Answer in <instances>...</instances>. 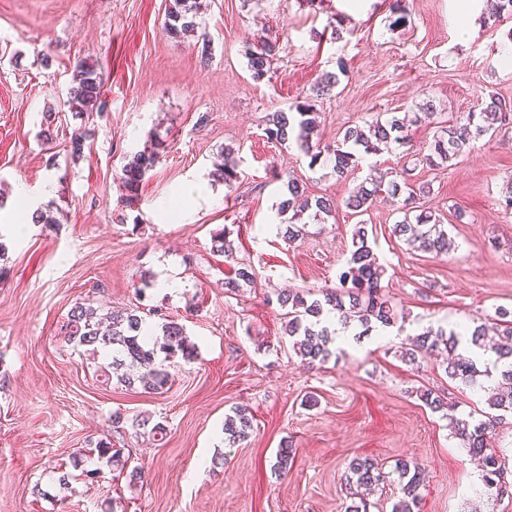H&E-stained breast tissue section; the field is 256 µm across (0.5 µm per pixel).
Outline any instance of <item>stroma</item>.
I'll return each mask as SVG.
<instances>
[{
    "instance_id": "stroma-1",
    "label": "stroma",
    "mask_w": 512,
    "mask_h": 512,
    "mask_svg": "<svg viewBox=\"0 0 512 512\" xmlns=\"http://www.w3.org/2000/svg\"><path fill=\"white\" fill-rule=\"evenodd\" d=\"M170 0H0V512H345L347 465L368 457L393 470L416 458L424 470L419 512H474L482 473L453 438L448 421L418 398L447 393L460 416L487 410L480 386L448 379L440 358L401 360L398 346L427 327L476 325L497 307L512 309V128L473 141L447 168L419 164L436 127L417 122L410 141L362 159L348 180L329 160L310 165L295 143L265 137L267 113L309 93L325 71L344 69L316 100V139L335 144L346 127L403 116L432 105L455 122L489 94L512 105V19L489 21L485 0H203L197 21L210 42L173 40L164 30ZM468 10L470 32L453 19ZM280 45L270 77L255 82L247 46L268 31ZM95 65L104 111L74 115L66 101L78 61ZM56 115L52 140L40 134ZM91 131L83 156L67 147L75 129ZM162 144L140 198L125 206L123 166ZM231 150L238 179L218 176ZM411 168L420 202L440 215L454 251L443 258L410 249L392 233L401 199L367 212L346 208L372 169ZM336 209L309 222L302 239L277 231L288 179ZM34 193L50 224H23L17 189ZM384 269L381 285L397 313L387 333L333 342L311 367L285 332L280 292L308 298L339 284L357 225ZM227 234L232 258L214 252ZM254 278L224 288L237 268ZM171 285H164L162 275ZM106 313L154 309L183 325L192 362L170 369L160 394L101 375L107 357L89 360L61 330L75 303ZM316 406L307 407L306 397ZM246 408L247 441L224 439V418ZM121 414V428L112 425ZM162 424L164 439L149 427ZM123 448L142 481L98 460L95 443ZM292 448L287 470L276 453ZM82 451L91 479L60 488Z\"/></svg>"
}]
</instances>
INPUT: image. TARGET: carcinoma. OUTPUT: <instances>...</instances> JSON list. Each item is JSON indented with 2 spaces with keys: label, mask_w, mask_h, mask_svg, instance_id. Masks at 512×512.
Here are the masks:
<instances>
[{
  "label": "carcinoma",
  "mask_w": 512,
  "mask_h": 512,
  "mask_svg": "<svg viewBox=\"0 0 512 512\" xmlns=\"http://www.w3.org/2000/svg\"><path fill=\"white\" fill-rule=\"evenodd\" d=\"M195 18L194 0H173L166 21L168 35L176 40L190 35L198 28ZM278 46V39L268 36L259 40L255 49L248 53V67L254 80L260 81L268 75ZM77 68L79 81L70 92L68 105L70 111L80 114L104 105L103 83L96 67L81 61ZM339 83V75L327 71L319 77L315 94L328 95ZM511 111V106L491 94L480 111L470 112L452 125L437 126L428 154L424 155L426 164L432 167L447 165L473 141L496 131V124L505 121ZM316 128L317 113L312 98L307 97L295 105L269 113L265 135L268 140L281 145L295 142L310 156L312 165L320 160L322 154H328L340 179L349 177L363 156L378 154L389 148L391 143H402L407 137L404 124L394 115L383 122L377 120L366 128H347L342 140L332 147L321 148L312 144ZM158 160V150H145L124 165L119 180L127 204L131 205L138 199L146 172ZM410 176V170L403 169L397 180L387 182L382 176L369 177L353 189L345 205L362 213L383 192L393 198L405 195L403 219L393 225V235L418 250L443 257L448 254V232L441 218L432 211L417 210V193L410 184ZM311 209L316 217L328 216L334 209V203L326 197L312 200L305 196L298 182L288 181L278 205V214L288 216V221L283 224L285 238L294 241L304 234L302 216ZM352 244L354 250L348 260L349 268L339 277L340 287L328 288L323 298L312 301L298 292L278 295L280 305L288 308L287 331L288 336L295 338L293 348L311 365L322 364L332 355L330 345L334 332L327 325L330 316L337 318L346 328H359L360 338L395 324L396 312L382 293L384 269L369 245L365 226L357 228ZM145 325L146 320L131 312H110L102 318L92 304L78 302L69 311L63 331L69 339L87 347L88 356L92 358L102 350L110 352L114 369H128L121 375L122 382L129 386L138 384L156 393L169 381V365L178 359L190 360L193 346L189 344L183 326L173 320L162 324L161 335L155 339L145 330ZM440 350L448 354L445 367L448 378L464 384H473L480 377L493 379L488 397V405L493 412L484 413L482 419L468 421L457 418L454 415L455 405L431 389L419 391V398L432 410L444 412L453 437L459 440L468 456L482 462L486 512H494V502L512 493V485L504 481L506 458L493 444L497 428L505 422L507 414H512V311L500 308L496 310L495 317L472 328L460 325L448 331L442 327H428L402 347L401 357L414 365L419 355ZM489 354L496 356L492 369L488 363L481 362V358ZM251 428L252 418L243 410L237 409L224 419L225 439L232 444L247 439ZM95 451L98 458L107 464L125 469L127 459L123 449L114 447L110 441H97ZM394 472L402 483V497L394 510L414 512L420 501L421 467L414 461L402 459L396 463ZM386 478L388 473L376 460L367 457L352 459L347 490L354 502L348 506L347 512H367L368 503L360 497L357 488L378 486Z\"/></svg>",
  "instance_id": "cac0c4a2"
}]
</instances>
